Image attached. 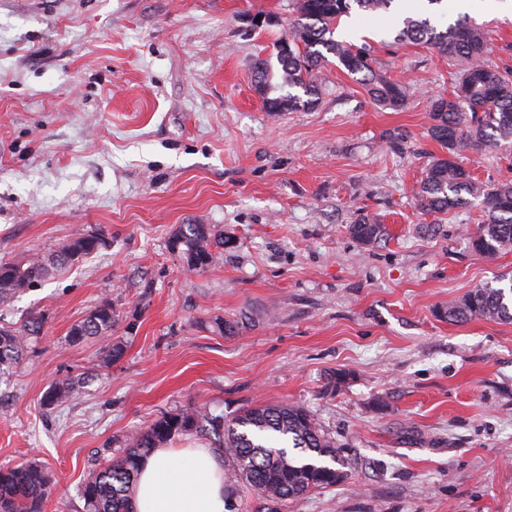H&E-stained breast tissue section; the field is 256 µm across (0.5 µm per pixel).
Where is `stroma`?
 <instances>
[{
	"mask_svg": "<svg viewBox=\"0 0 512 512\" xmlns=\"http://www.w3.org/2000/svg\"><path fill=\"white\" fill-rule=\"evenodd\" d=\"M409 3L442 26L468 16L486 62L512 71V0ZM295 16V0H0V261L106 238L0 307L5 323L44 316L0 374V466L48 468L43 512H86L98 459L162 415L285 401L341 445L347 477L282 512H512V322L438 315L512 274V251L472 249L479 206L438 215L414 200L443 153L429 98L460 66L395 41L392 14L358 11L335 37L367 47L405 106L376 105L331 64L315 107L269 112L255 62ZM391 131L407 134L403 151L384 144ZM458 160L512 182L511 152ZM362 213L386 229L371 246L348 232ZM180 224L215 225L232 245L187 270L169 248ZM104 301L124 345L109 364L101 340L68 338ZM242 315L234 335L214 326ZM83 372L79 400L43 406Z\"/></svg>",
	"mask_w": 512,
	"mask_h": 512,
	"instance_id": "35a3bbf8",
	"label": "stroma"
}]
</instances>
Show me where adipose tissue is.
<instances>
[{
    "instance_id": "adipose-tissue-1",
    "label": "adipose tissue",
    "mask_w": 512,
    "mask_h": 512,
    "mask_svg": "<svg viewBox=\"0 0 512 512\" xmlns=\"http://www.w3.org/2000/svg\"><path fill=\"white\" fill-rule=\"evenodd\" d=\"M138 512H229L224 458L213 448H159L143 463Z\"/></svg>"
}]
</instances>
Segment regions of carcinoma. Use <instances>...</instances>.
Returning a JSON list of instances; mask_svg holds the SVG:
<instances>
[{
  "label": "carcinoma",
  "mask_w": 512,
  "mask_h": 512,
  "mask_svg": "<svg viewBox=\"0 0 512 512\" xmlns=\"http://www.w3.org/2000/svg\"><path fill=\"white\" fill-rule=\"evenodd\" d=\"M394 0H297V18L289 34L275 47L276 63L257 62L255 89L270 112H292L314 106L321 93L314 72L328 56L337 67L365 87L382 105L401 107L404 86L375 71L364 47L334 38L340 20L353 8L364 12L387 11ZM396 39L432 46L441 55L463 62L453 92L430 99L429 137L446 155L426 168L416 194V204L426 213L448 214L478 200L482 220L471 244L486 257L512 248V183L488 185L475 180L453 157L465 148L481 150L512 146V72L484 63L483 27L460 17L444 29L430 18L404 15ZM350 235L364 245L384 236L383 225L360 215L348 225ZM225 245L212 224H181L169 246L190 271H200L220 256ZM105 246L100 233L83 234L61 248L25 261L0 262V303L8 302ZM450 321L473 318L512 321V284L509 288L478 286L459 302L443 310ZM119 315L112 303L103 302L69 330V340L108 338ZM41 315L21 325L0 326V371L17 364L29 340L40 335ZM86 379L67 377L46 392L43 405L69 404L81 394ZM200 433L224 456V497L237 501L248 490L257 497L255 512H280L290 500L336 486L345 478L340 448L325 433L308 409L298 403L258 405L228 417L192 406L168 413L119 442L106 463L85 480L81 497L86 512H136L135 488L141 461L154 449L185 433ZM51 491L44 467L22 460L0 467V512H42Z\"/></svg>",
  "instance_id": "carcinoma-1"
}]
</instances>
